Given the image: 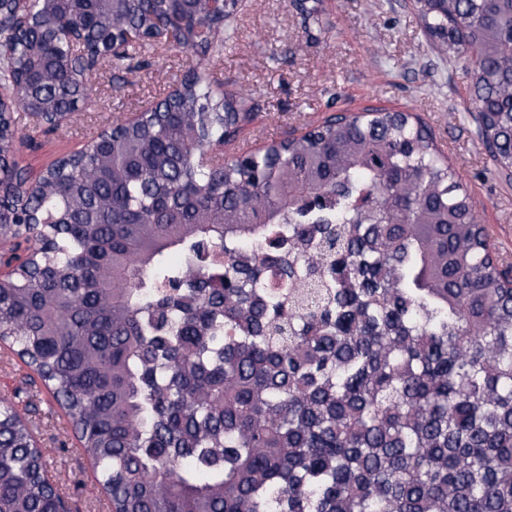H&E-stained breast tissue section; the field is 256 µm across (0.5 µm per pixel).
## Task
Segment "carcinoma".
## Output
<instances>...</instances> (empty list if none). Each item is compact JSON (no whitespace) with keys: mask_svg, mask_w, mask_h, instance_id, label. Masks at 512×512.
<instances>
[{"mask_svg":"<svg viewBox=\"0 0 512 512\" xmlns=\"http://www.w3.org/2000/svg\"><path fill=\"white\" fill-rule=\"evenodd\" d=\"M197 0H0L4 95L90 98V60L133 35L199 68L37 182L0 112V341L71 420L111 512H512V289L421 118L362 109L217 165L251 112L205 68L237 9ZM470 69L473 120L512 171V0H415ZM304 23L319 0H296ZM173 252L187 255L173 263ZM32 422L0 398V512H69Z\"/></svg>","mask_w":512,"mask_h":512,"instance_id":"1","label":"carcinoma"}]
</instances>
